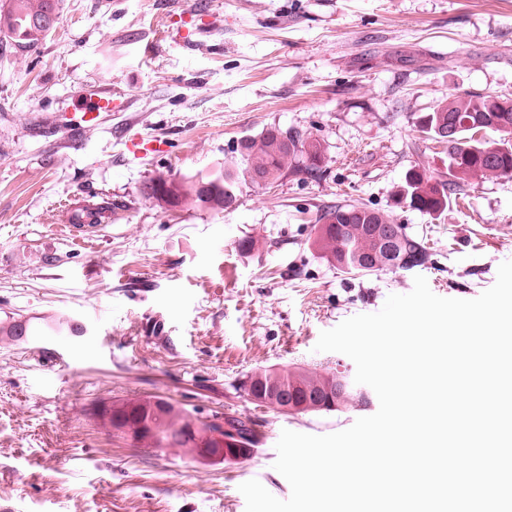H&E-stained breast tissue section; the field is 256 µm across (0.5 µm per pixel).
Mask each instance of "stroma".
<instances>
[{"label": "stroma", "mask_w": 512, "mask_h": 512, "mask_svg": "<svg viewBox=\"0 0 512 512\" xmlns=\"http://www.w3.org/2000/svg\"><path fill=\"white\" fill-rule=\"evenodd\" d=\"M128 101L91 130L66 122L87 85ZM512 96V0H60L27 51L0 38V327L45 312L65 359L0 335V512H245L242 483L291 488L273 464L282 430L327 435L364 412L285 415L248 400L244 375L354 362L321 331L381 309L424 276L473 299L512 260V179L465 188L423 214L399 200L412 168L448 151L419 118L449 95ZM318 139L314 176L250 184L217 212L147 197L145 184L223 171L240 138L270 126ZM161 149L134 156L136 137ZM388 215L421 241L418 271L336 270L313 247L317 210ZM105 207L90 239L70 212ZM160 397L200 419L250 417L251 457L200 463L137 448L104 427L103 403Z\"/></svg>", "instance_id": "1"}]
</instances>
